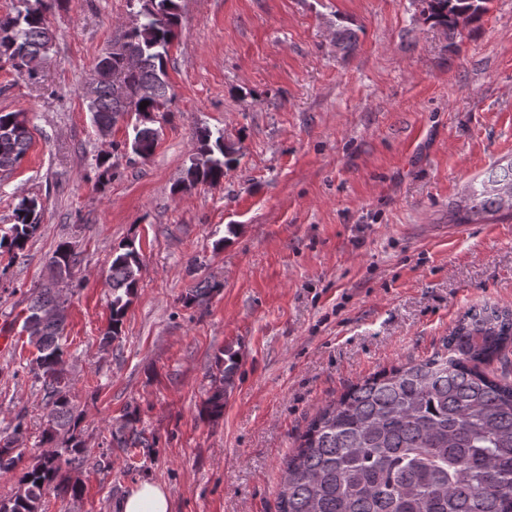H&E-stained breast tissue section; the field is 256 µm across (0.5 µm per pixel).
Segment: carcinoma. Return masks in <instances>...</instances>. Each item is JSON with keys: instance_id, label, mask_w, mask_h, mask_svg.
I'll list each match as a JSON object with an SVG mask.
<instances>
[{"instance_id": "1", "label": "carcinoma", "mask_w": 512, "mask_h": 512, "mask_svg": "<svg viewBox=\"0 0 512 512\" xmlns=\"http://www.w3.org/2000/svg\"><path fill=\"white\" fill-rule=\"evenodd\" d=\"M141 21L128 30L124 45L136 58L116 93L109 83L96 87L87 108L93 122L111 129L127 106L135 105L136 122L124 147L142 158L158 143L154 115L171 101L167 80L169 47L177 35L180 15L176 0H137ZM425 21L446 35L448 46L461 35L457 17L469 13L473 24L487 12L489 0H411ZM50 0H21L15 15L0 18V58L22 74L27 59L45 58L54 33L48 21ZM356 32L336 25V48L350 53ZM149 105L140 108V103ZM196 155L181 185H217L239 163L241 147L224 139V132L201 128ZM31 133L20 112H0V171L20 164L31 144ZM512 209V159L488 169L470 186L467 215L495 214ZM41 205L21 199L13 224L0 234V252L17 258L36 232ZM79 262L67 242L57 245L51 264L59 274ZM140 254L134 242L112 253L109 284L111 313L101 341L109 345L121 336L123 319L139 286ZM22 329L35 349L31 371L42 383L51 406L42 442L52 444L68 434L64 452L38 455L19 478L21 490L0 500V512H38L44 491L77 499L78 481L59 477L62 468L79 469L86 458L83 441L71 432L79 415L69 396L61 346L64 307L51 287L31 297ZM512 344V310L485 303L469 308L448 333L446 352L394 366L351 386L338 400L323 407L296 438L284 460L278 492V512H512V379L491 369ZM217 388L206 400L209 413L224 411V395L233 383L237 356L225 352L215 361ZM136 411L111 433L109 446L129 450L145 442L134 427ZM15 440L0 439V473L14 471L21 455Z\"/></svg>"}]
</instances>
